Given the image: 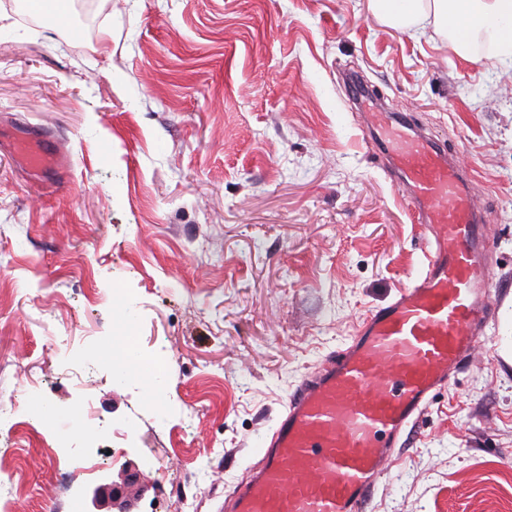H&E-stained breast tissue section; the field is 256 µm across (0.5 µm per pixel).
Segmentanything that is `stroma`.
Listing matches in <instances>:
<instances>
[{"label": "stroma", "instance_id": "35a3bbf8", "mask_svg": "<svg viewBox=\"0 0 512 512\" xmlns=\"http://www.w3.org/2000/svg\"><path fill=\"white\" fill-rule=\"evenodd\" d=\"M4 2L0 124L68 166L0 151V418L21 423L0 426V499L88 512L131 470V512H224L289 393L424 261L353 68L446 142L495 236L497 317L367 512H512V54L461 57L367 0H89L64 29ZM126 340L164 359L159 390L115 380ZM31 391L53 431L28 427ZM0 147L7 148L17 163L35 174L57 173L68 166L66 155L53 138L36 131L23 136L0 132Z\"/></svg>", "mask_w": 512, "mask_h": 512}]
</instances>
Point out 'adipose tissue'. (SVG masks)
<instances>
[{
  "mask_svg": "<svg viewBox=\"0 0 512 512\" xmlns=\"http://www.w3.org/2000/svg\"><path fill=\"white\" fill-rule=\"evenodd\" d=\"M368 8L387 24L420 33L434 23L449 32L462 56L480 29L512 39V0H368Z\"/></svg>",
  "mask_w": 512,
  "mask_h": 512,
  "instance_id": "adipose-tissue-1",
  "label": "adipose tissue"
}]
</instances>
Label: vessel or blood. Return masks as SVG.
<instances>
[{"mask_svg": "<svg viewBox=\"0 0 512 512\" xmlns=\"http://www.w3.org/2000/svg\"><path fill=\"white\" fill-rule=\"evenodd\" d=\"M363 122L428 232L423 267L292 391L260 467L235 488L227 512H364L396 449L495 318L493 236L465 172L383 105H368ZM0 147L37 174L68 166L53 138L36 131L0 133Z\"/></svg>", "mask_w": 512, "mask_h": 512, "instance_id": "obj_1", "label": "vessel or blood"}]
</instances>
